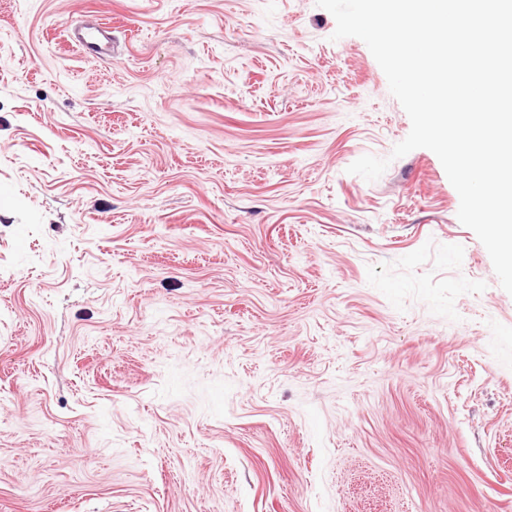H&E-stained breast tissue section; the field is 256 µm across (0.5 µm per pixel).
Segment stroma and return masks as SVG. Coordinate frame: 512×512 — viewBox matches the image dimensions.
Returning a JSON list of instances; mask_svg holds the SVG:
<instances>
[{
	"instance_id": "obj_1",
	"label": "stroma",
	"mask_w": 512,
	"mask_h": 512,
	"mask_svg": "<svg viewBox=\"0 0 512 512\" xmlns=\"http://www.w3.org/2000/svg\"><path fill=\"white\" fill-rule=\"evenodd\" d=\"M335 29L0 0V512H512V295ZM71 41L85 54H101L104 55L103 50L106 41H111V31L106 26L96 27H75L70 33Z\"/></svg>"
}]
</instances>
